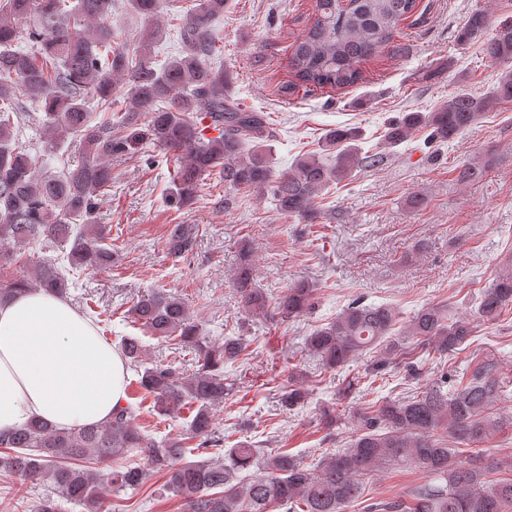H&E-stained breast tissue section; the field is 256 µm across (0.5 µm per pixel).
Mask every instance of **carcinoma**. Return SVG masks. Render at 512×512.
<instances>
[{
	"instance_id": "1",
	"label": "carcinoma",
	"mask_w": 512,
	"mask_h": 512,
	"mask_svg": "<svg viewBox=\"0 0 512 512\" xmlns=\"http://www.w3.org/2000/svg\"><path fill=\"white\" fill-rule=\"evenodd\" d=\"M115 0H0V268L28 266L0 283V299L28 291L66 297L87 271L112 267L109 232L97 223L100 197L112 187L114 157L136 156L150 144L183 162L173 170L170 198L195 204L201 182L217 175L230 192L269 194L284 215L319 224V199L357 169L383 162L362 152V133L338 126L326 132L315 151L298 157L293 168L275 174L266 142L272 131L265 114L240 108L229 94L233 73L215 65L218 36L212 20L224 14L226 0H198L178 26L182 50L158 64L154 45L164 30L149 26L134 43L122 39L108 19ZM146 21L159 0H127ZM417 9V0H315L310 25L291 53L294 77L305 86L343 88L361 79L359 66L386 45ZM26 26L30 50L18 48L19 24ZM490 17L473 11L459 31L465 45L482 40L483 52L503 67L487 92H460L435 111L404 112L384 130L394 147L421 129L431 140L449 143L488 112L512 103V21H500L487 39ZM126 87L125 107L114 111V83ZM107 113L95 121L90 102ZM43 113L49 131L46 151L79 143L82 158L59 172L43 170L39 156L23 147L26 107ZM217 135L209 136L207 131ZM491 159L467 162L458 178L476 183ZM196 227L176 224L169 250L193 247ZM57 248L62 257L23 256L21 248ZM234 286L254 319L293 322L314 307L315 289L300 281L280 295L274 310L256 287L249 247L240 250ZM512 310V271L496 277L479 293L476 318L485 323ZM130 324L174 346L193 350L195 369L186 373L168 364L143 362L138 336L121 339V354L137 373L135 385L152 397L159 416L189 410V436H153L135 423L132 405L121 406L101 424L56 429L41 420L0 434V473L47 485L28 512H112L108 495L143 488L153 472L167 475L166 486L182 501L183 512H347L363 494L364 478L385 464L409 466L427 475L405 499L384 504L389 512H508L512 508V459L471 455L467 446L484 443L499 431V382L493 367L480 364L464 383L444 379L417 394L363 408L349 447L326 456L313 468L286 448H259L240 441L226 448L216 434L212 409L230 386L224 365L245 359L250 342L226 336L216 342L202 334L186 304L160 291L138 296L128 309ZM400 313L385 304L349 302L329 323L305 339L322 366L340 370L379 348L386 356L367 375L376 380L390 359L416 375L419 351L445 353L462 346L473 321L454 319L446 304L415 312L403 326L405 345L396 338ZM307 393L295 383L281 389L289 410L305 405ZM196 442L189 448L190 442ZM195 452L199 460L189 461ZM253 468L262 474L246 480Z\"/></svg>"
}]
</instances>
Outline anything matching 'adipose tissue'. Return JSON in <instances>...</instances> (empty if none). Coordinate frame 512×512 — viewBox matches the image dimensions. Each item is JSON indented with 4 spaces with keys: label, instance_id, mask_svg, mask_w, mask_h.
<instances>
[{
    "label": "adipose tissue",
    "instance_id": "1",
    "mask_svg": "<svg viewBox=\"0 0 512 512\" xmlns=\"http://www.w3.org/2000/svg\"><path fill=\"white\" fill-rule=\"evenodd\" d=\"M127 366L68 300L32 292L0 301V431L31 419L98 424L122 406Z\"/></svg>",
    "mask_w": 512,
    "mask_h": 512
}]
</instances>
